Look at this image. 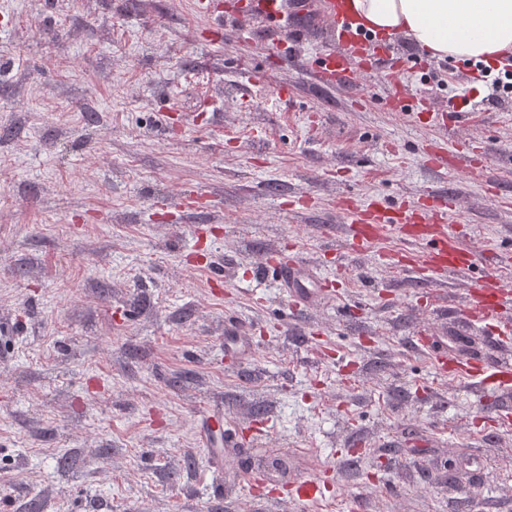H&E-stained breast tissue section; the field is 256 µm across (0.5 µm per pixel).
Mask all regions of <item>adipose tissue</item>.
I'll return each instance as SVG.
<instances>
[{"mask_svg":"<svg viewBox=\"0 0 512 512\" xmlns=\"http://www.w3.org/2000/svg\"><path fill=\"white\" fill-rule=\"evenodd\" d=\"M361 26L431 55L495 61L512 50V0H348Z\"/></svg>","mask_w":512,"mask_h":512,"instance_id":"ef3b65f1","label":"adipose tissue"}]
</instances>
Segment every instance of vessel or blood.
<instances>
[{
	"label": "vessel or blood",
	"mask_w": 512,
	"mask_h": 512,
	"mask_svg": "<svg viewBox=\"0 0 512 512\" xmlns=\"http://www.w3.org/2000/svg\"><path fill=\"white\" fill-rule=\"evenodd\" d=\"M261 17L269 26H287L289 19L314 18L318 25L331 31H344L353 43L367 46L373 38L355 27L351 12L338 7L336 0H293L284 6L283 0H260ZM455 202L447 192H437L431 205L424 208L401 207L391 210L385 207H355L351 210L350 222L343 228L345 246L354 254L370 250L375 244L393 235H402L405 225L417 224L421 230L415 236L410 262L394 259L396 268L422 278L436 274L446 267L449 249H457L455 265L458 274L464 275L473 264L472 250L457 248L456 240L449 232L448 216ZM266 262L277 278L280 288L292 303L307 304L314 299L333 296L328 281L315 275V268L305 257L300 247H293L288 256H267ZM465 319L471 324L488 327L493 343H501L512 335V294L498 286L495 274L485 275L476 285L471 302L464 310ZM418 340L422 348L432 353L440 365L448 363V339L420 332ZM247 337L238 333L235 322L224 327V356L235 363L248 353ZM456 376L464 378L477 390L487 391L512 382V363L491 359L479 367H459ZM324 482L320 477L300 478L291 483V496L297 505L317 501L323 495Z\"/></svg>",
	"instance_id": "b4317fda"
}]
</instances>
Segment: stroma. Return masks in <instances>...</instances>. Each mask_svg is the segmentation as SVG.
Here are the masks:
<instances>
[{
	"mask_svg": "<svg viewBox=\"0 0 512 512\" xmlns=\"http://www.w3.org/2000/svg\"><path fill=\"white\" fill-rule=\"evenodd\" d=\"M251 2L0 0V512H298L279 492L325 468L310 512H512V427L486 410L512 390L412 342L512 359L462 313L512 254V97L402 35L352 83L311 82L335 36ZM440 188L468 277H406L399 237L345 254L343 201ZM295 244L342 302L283 296L262 261ZM229 317L252 343L234 367ZM210 405L238 443L201 444ZM261 4V17L271 27H287L288 11L282 0H258ZM417 339L422 348L434 356L441 369L448 375L463 377L479 391L494 390L496 387L509 384L512 380V364L510 361L486 360L480 367L448 368V339L444 336H428L426 330L418 332Z\"/></svg>",
	"mask_w": 512,
	"mask_h": 512,
	"instance_id": "35a3bbf8",
	"label": "stroma"
}]
</instances>
